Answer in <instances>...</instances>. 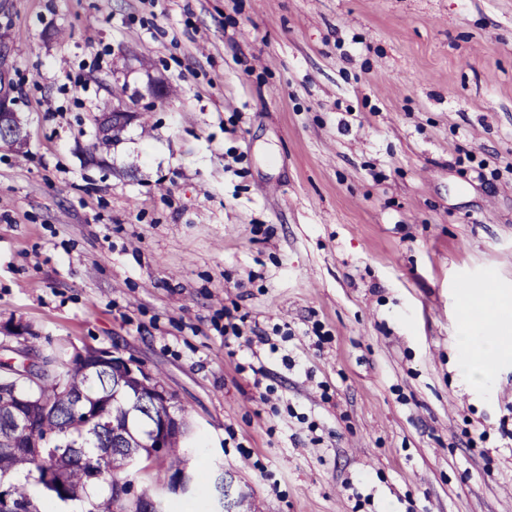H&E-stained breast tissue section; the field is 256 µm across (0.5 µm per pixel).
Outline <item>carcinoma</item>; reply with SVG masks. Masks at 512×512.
I'll use <instances>...</instances> for the list:
<instances>
[{
	"instance_id": "carcinoma-1",
	"label": "carcinoma",
	"mask_w": 512,
	"mask_h": 512,
	"mask_svg": "<svg viewBox=\"0 0 512 512\" xmlns=\"http://www.w3.org/2000/svg\"><path fill=\"white\" fill-rule=\"evenodd\" d=\"M90 353L42 357L34 384L26 378L27 366L0 362V489L13 512H44L41 498L14 481L19 471L63 503L89 499V512H138L148 491L130 496L131 483L125 479L130 454L143 471L162 457L170 476L181 473L193 483L186 449L180 447L187 426L170 432L162 448L151 446L150 427L142 418L132 421L133 433H127L130 404L112 399V376L119 369L93 362ZM20 400L31 409L26 431L3 418ZM32 436L43 444L40 455L28 448ZM118 484L126 494L123 499L114 493Z\"/></svg>"
}]
</instances>
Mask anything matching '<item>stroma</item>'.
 I'll return each instance as SVG.
<instances>
[{
    "mask_svg": "<svg viewBox=\"0 0 512 512\" xmlns=\"http://www.w3.org/2000/svg\"><path fill=\"white\" fill-rule=\"evenodd\" d=\"M0 90V327L162 377L194 482L134 492L512 512V360L475 395L455 344L512 292V0H0Z\"/></svg>",
    "mask_w": 512,
    "mask_h": 512,
    "instance_id": "obj_1",
    "label": "stroma"
}]
</instances>
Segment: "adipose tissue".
<instances>
[{
	"label": "adipose tissue",
	"mask_w": 512,
	"mask_h": 512,
	"mask_svg": "<svg viewBox=\"0 0 512 512\" xmlns=\"http://www.w3.org/2000/svg\"><path fill=\"white\" fill-rule=\"evenodd\" d=\"M512 317L500 293L492 288H467L460 294L456 346L465 354L463 380L467 386L489 387L496 364L512 357Z\"/></svg>",
	"instance_id": "obj_1"
}]
</instances>
